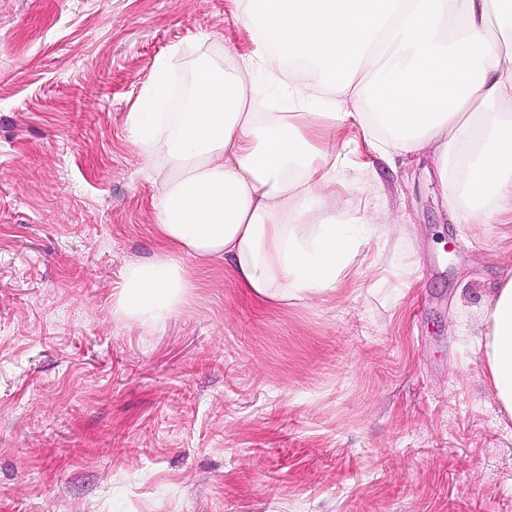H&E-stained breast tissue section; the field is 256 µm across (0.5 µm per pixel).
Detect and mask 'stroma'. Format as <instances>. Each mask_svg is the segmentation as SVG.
I'll use <instances>...</instances> for the list:
<instances>
[{
	"label": "stroma",
	"mask_w": 512,
	"mask_h": 512,
	"mask_svg": "<svg viewBox=\"0 0 512 512\" xmlns=\"http://www.w3.org/2000/svg\"><path fill=\"white\" fill-rule=\"evenodd\" d=\"M253 44L233 0H0V512H512V420L470 338L512 212L453 215L433 154L310 130L336 219L396 225L367 284L264 304L223 259L162 322L113 315L158 252L127 116L172 47Z\"/></svg>",
	"instance_id": "35a3bbf8"
}]
</instances>
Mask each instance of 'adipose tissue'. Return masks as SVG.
<instances>
[{"label":"adipose tissue","mask_w":512,"mask_h":512,"mask_svg":"<svg viewBox=\"0 0 512 512\" xmlns=\"http://www.w3.org/2000/svg\"><path fill=\"white\" fill-rule=\"evenodd\" d=\"M255 51L191 70L168 122L152 106L184 64L173 49L129 114L128 138L157 185L159 255L128 266L114 315L156 323L192 286L186 255L221 257L266 304L331 295L355 260L392 232L336 221L339 155L306 131L367 111L379 153L438 151L450 205L469 224L512 211V0H237ZM311 71L296 80L298 68ZM287 84L292 112H261L255 74ZM322 100L320 113L309 105ZM480 316L473 345L512 418V278Z\"/></svg>","instance_id":"obj_1"}]
</instances>
